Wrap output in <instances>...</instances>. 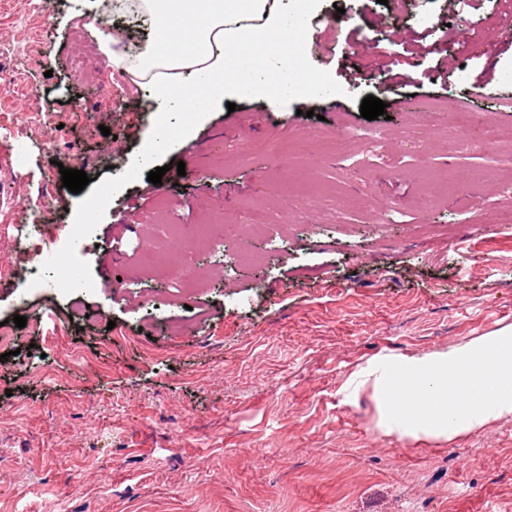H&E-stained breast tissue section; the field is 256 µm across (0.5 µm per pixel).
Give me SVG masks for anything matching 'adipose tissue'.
<instances>
[{"label": "adipose tissue", "instance_id": "adipose-tissue-1", "mask_svg": "<svg viewBox=\"0 0 512 512\" xmlns=\"http://www.w3.org/2000/svg\"><path fill=\"white\" fill-rule=\"evenodd\" d=\"M289 12L272 0H142V13L156 21L155 38L137 64L110 43L101 49L118 68L148 81L160 99L181 112L208 111L225 92L241 97H303L324 89L318 76L297 61L304 15L314 0H293ZM287 64L288 74L268 76L270 62ZM491 388L488 400L470 396L476 380ZM423 391L431 402L409 421L437 436L470 430L488 419L512 415V335L469 343L419 359L400 384L387 382L383 393L389 413H397L403 393Z\"/></svg>", "mask_w": 512, "mask_h": 512}]
</instances>
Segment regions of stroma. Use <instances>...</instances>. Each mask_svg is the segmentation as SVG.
Returning a JSON list of instances; mask_svg holds the SVG:
<instances>
[{
	"mask_svg": "<svg viewBox=\"0 0 512 512\" xmlns=\"http://www.w3.org/2000/svg\"><path fill=\"white\" fill-rule=\"evenodd\" d=\"M32 2L0 0V322L26 319L0 346V512H512V415L407 433L381 391L414 359L512 332L502 0H315L298 62L330 93L216 100L190 159L155 154L157 185L138 159L184 113L135 84L96 90L101 26L141 53L151 21ZM369 95L384 117H362ZM461 112L483 121L453 151ZM63 167L87 173L82 192ZM107 185L70 257L83 288L28 287L42 244ZM258 209L269 232L249 229ZM219 212L235 230L195 256L199 302L172 295L182 245L144 267L147 224Z\"/></svg>",
	"mask_w": 512,
	"mask_h": 512,
	"instance_id": "1",
	"label": "stroma"
}]
</instances>
